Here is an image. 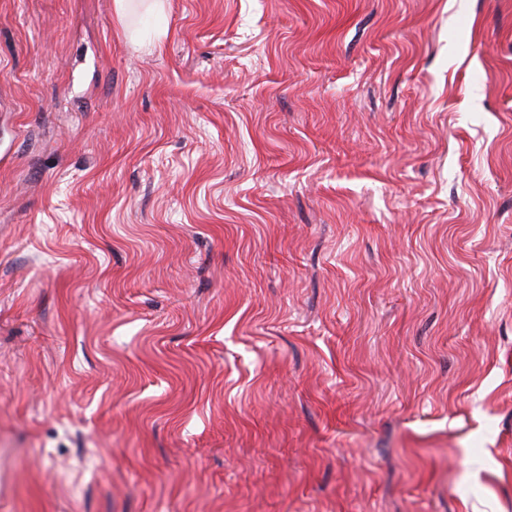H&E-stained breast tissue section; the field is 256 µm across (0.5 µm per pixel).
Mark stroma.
<instances>
[{
  "mask_svg": "<svg viewBox=\"0 0 512 512\" xmlns=\"http://www.w3.org/2000/svg\"><path fill=\"white\" fill-rule=\"evenodd\" d=\"M0 512H512V0H0Z\"/></svg>",
  "mask_w": 512,
  "mask_h": 512,
  "instance_id": "1",
  "label": "stroma"
}]
</instances>
